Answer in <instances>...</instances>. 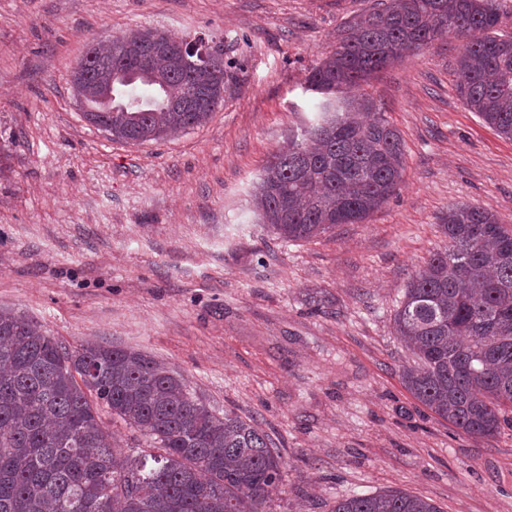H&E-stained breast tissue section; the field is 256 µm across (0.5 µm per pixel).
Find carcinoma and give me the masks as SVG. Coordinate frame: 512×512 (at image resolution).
I'll return each instance as SVG.
<instances>
[{"mask_svg":"<svg viewBox=\"0 0 512 512\" xmlns=\"http://www.w3.org/2000/svg\"><path fill=\"white\" fill-rule=\"evenodd\" d=\"M499 0H380L337 30L305 78L312 117L257 187L263 223L284 241L358 224L401 182L399 132L374 99L345 95L445 32L465 39L457 91L470 111L512 138V39L488 35ZM144 30L91 47L71 74L75 97L112 72V111L91 115L115 141L167 139L205 124L224 100V46L196 34L198 55L159 52L148 69ZM450 246L404 289L395 331L413 364L404 387L466 434L512 422V229L474 205L448 208ZM109 422L149 436L150 451L114 459ZM284 461L270 436L232 410L216 414L182 378L134 350L70 349L22 312L0 309V512H263ZM334 512H439L402 491L355 496Z\"/></svg>","mask_w":512,"mask_h":512,"instance_id":"cac0c4a2","label":"carcinoma"}]
</instances>
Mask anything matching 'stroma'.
<instances>
[{
  "label": "stroma",
  "mask_w": 512,
  "mask_h": 512,
  "mask_svg": "<svg viewBox=\"0 0 512 512\" xmlns=\"http://www.w3.org/2000/svg\"><path fill=\"white\" fill-rule=\"evenodd\" d=\"M377 0H0V308L70 347L142 352L284 457L264 512L401 490L440 512H512V427L472 436L403 386L407 282L449 245L448 209L512 225V139L457 91L444 35L365 85L404 145L396 193L358 224L277 239L254 187L305 126L312 67ZM156 29L223 43L204 126L139 145L79 109L89 47Z\"/></svg>",
  "instance_id": "35a3bbf8"
}]
</instances>
